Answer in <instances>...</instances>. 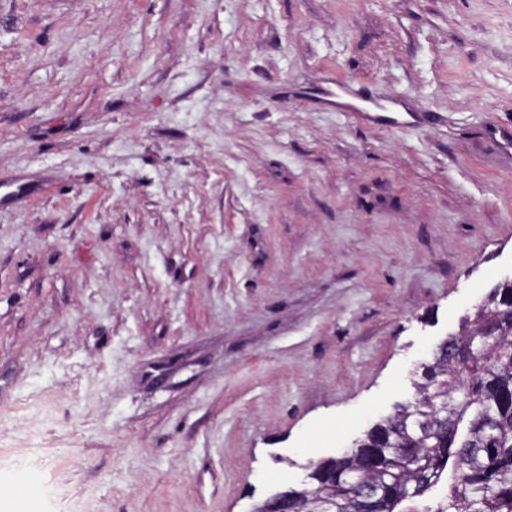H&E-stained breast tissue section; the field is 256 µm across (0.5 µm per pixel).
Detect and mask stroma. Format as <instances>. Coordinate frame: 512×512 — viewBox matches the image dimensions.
<instances>
[{
	"instance_id": "35a3bbf8",
	"label": "stroma",
	"mask_w": 512,
	"mask_h": 512,
	"mask_svg": "<svg viewBox=\"0 0 512 512\" xmlns=\"http://www.w3.org/2000/svg\"><path fill=\"white\" fill-rule=\"evenodd\" d=\"M508 124L512 0H0V512L344 456L512 278ZM343 92L346 96L352 97L358 102L370 104L369 107H362L359 104L345 107V110L348 112H359L358 116L369 124H396L399 123L398 120L403 116L402 112H380L385 107L375 98L364 97L350 88H344Z\"/></svg>"
}]
</instances>
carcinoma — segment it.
<instances>
[{
  "label": "carcinoma",
  "mask_w": 512,
  "mask_h": 512,
  "mask_svg": "<svg viewBox=\"0 0 512 512\" xmlns=\"http://www.w3.org/2000/svg\"><path fill=\"white\" fill-rule=\"evenodd\" d=\"M499 322L498 343L455 362L439 354L422 366L415 402L374 427L342 458L317 465L318 492L297 512H512V285L492 289L486 306L452 336L464 346L484 323ZM365 478L383 493L370 504L348 484ZM445 481L437 509L401 510Z\"/></svg>",
  "instance_id": "obj_1"
}]
</instances>
